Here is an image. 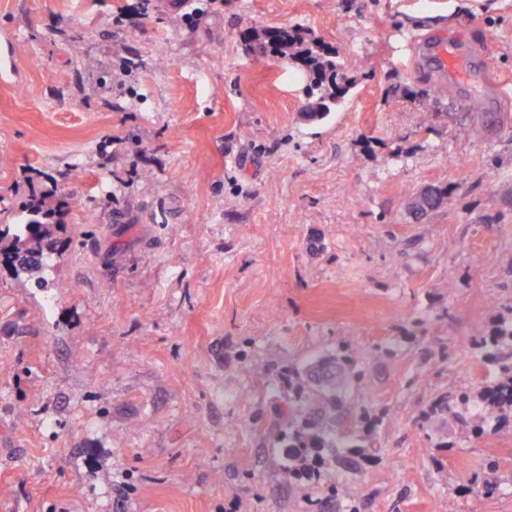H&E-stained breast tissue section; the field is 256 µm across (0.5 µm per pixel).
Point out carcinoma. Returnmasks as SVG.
Listing matches in <instances>:
<instances>
[{
    "label": "carcinoma",
    "instance_id": "carcinoma-1",
    "mask_svg": "<svg viewBox=\"0 0 512 512\" xmlns=\"http://www.w3.org/2000/svg\"><path fill=\"white\" fill-rule=\"evenodd\" d=\"M238 39L258 56L294 62L303 74L312 75L304 86L309 121L326 119L354 87L339 54L315 42L299 26L248 28L239 32ZM53 197L52 192L32 196L16 212V223L0 227V264L12 267L18 274L36 277L39 288L47 287L40 274L50 267L53 255L33 264L19 261V256L40 253L47 245L55 244V233L64 224L57 218L61 205H52ZM474 340L484 360L493 365L494 381L478 404L470 403L465 393L456 397V406L464 407V412L453 411L444 399L433 405L432 412L450 414L481 433L499 423L505 412L512 411V328L498 336H476ZM385 357L380 348L355 357L315 356L290 370L298 384L288 387L287 408L269 432L273 446L280 452L277 474L288 481L315 478L313 465L328 461L336 480L334 493L346 504L347 512H355L352 502L356 494L345 474L369 461L364 437L385 418L382 411L349 406V398L360 391L370 369Z\"/></svg>",
    "mask_w": 512,
    "mask_h": 512
}]
</instances>
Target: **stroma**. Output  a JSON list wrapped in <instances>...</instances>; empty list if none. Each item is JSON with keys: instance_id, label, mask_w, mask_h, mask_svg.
Listing matches in <instances>:
<instances>
[{"instance_id": "1", "label": "stroma", "mask_w": 512, "mask_h": 512, "mask_svg": "<svg viewBox=\"0 0 512 512\" xmlns=\"http://www.w3.org/2000/svg\"><path fill=\"white\" fill-rule=\"evenodd\" d=\"M283 25L355 81L323 121L238 39ZM444 33L476 83L419 60ZM4 54L0 207L69 208L50 287L0 266V512H342L276 476L272 379L385 346L358 512H512V421L430 412L479 395L473 339L512 324V0H0Z\"/></svg>"}]
</instances>
